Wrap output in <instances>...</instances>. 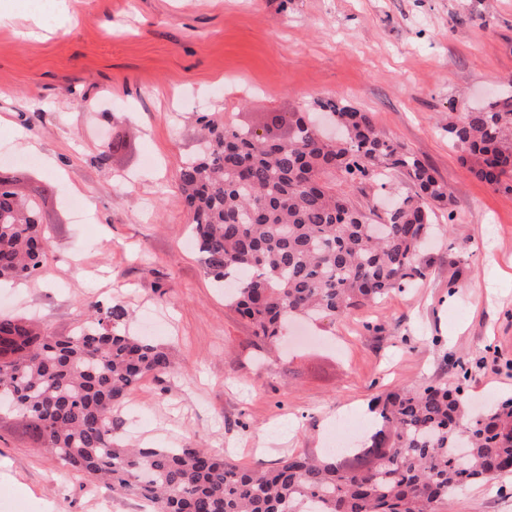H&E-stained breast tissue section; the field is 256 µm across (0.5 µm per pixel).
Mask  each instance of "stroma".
Segmentation results:
<instances>
[{
	"label": "stroma",
	"instance_id": "1",
	"mask_svg": "<svg viewBox=\"0 0 512 512\" xmlns=\"http://www.w3.org/2000/svg\"><path fill=\"white\" fill-rule=\"evenodd\" d=\"M0 163L44 182L48 259L0 287V317L64 336L91 303L167 348L171 375L112 417L136 444L212 448L249 468L362 436L386 390L462 382L474 406L512 396V193L478 181L449 121L512 80V0H0ZM31 37H16V28ZM342 97L453 190L426 275L343 318L289 323L272 346L207 275L178 188L197 119L263 129ZM123 141L108 162L102 142ZM0 512H149L92 486L0 412ZM434 512H512V474Z\"/></svg>",
	"mask_w": 512,
	"mask_h": 512
}]
</instances>
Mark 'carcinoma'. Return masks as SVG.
<instances>
[{"label":"carcinoma","mask_w":512,"mask_h":512,"mask_svg":"<svg viewBox=\"0 0 512 512\" xmlns=\"http://www.w3.org/2000/svg\"><path fill=\"white\" fill-rule=\"evenodd\" d=\"M325 112L343 130L322 140L305 122ZM202 147L180 168L205 268L271 343L288 318L343 316L426 276L417 262L453 191L370 113L320 99L288 116V140L199 118ZM448 141L480 182L512 192V81L495 101L448 122ZM409 190L379 215L353 191ZM0 167V282L33 276L46 257L40 202ZM69 336L0 318V404L25 416L66 465L152 512H431L460 487L512 473V398L469 412L458 385L375 397L360 447L291 455L264 471L190 445L130 448L112 410L149 376L171 374L168 350L130 335L120 302L91 305Z\"/></svg>","instance_id":"obj_1"}]
</instances>
